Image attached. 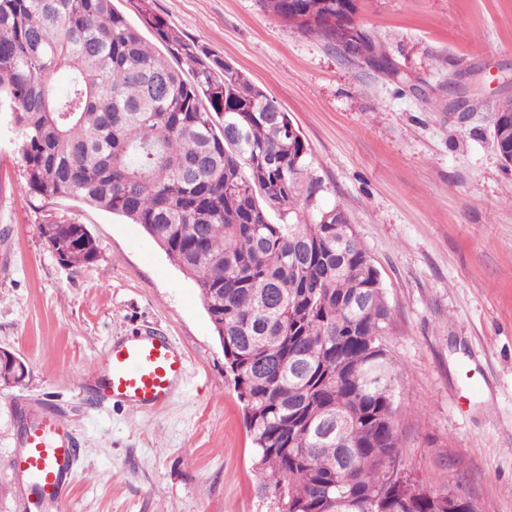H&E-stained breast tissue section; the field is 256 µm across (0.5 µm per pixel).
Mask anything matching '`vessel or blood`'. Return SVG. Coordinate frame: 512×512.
Instances as JSON below:
<instances>
[{
  "instance_id": "b4317fda",
  "label": "vessel or blood",
  "mask_w": 512,
  "mask_h": 512,
  "mask_svg": "<svg viewBox=\"0 0 512 512\" xmlns=\"http://www.w3.org/2000/svg\"><path fill=\"white\" fill-rule=\"evenodd\" d=\"M187 371V357L156 332L114 340L102 362L87 374L104 398L143 410L167 407ZM22 425L11 468L31 490L40 512H62L73 480L75 440L55 413L21 412Z\"/></svg>"
}]
</instances>
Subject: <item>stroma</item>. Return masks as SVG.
<instances>
[{
    "mask_svg": "<svg viewBox=\"0 0 512 512\" xmlns=\"http://www.w3.org/2000/svg\"><path fill=\"white\" fill-rule=\"evenodd\" d=\"M396 82L301 34L259 0H153L287 111L320 203L343 208L391 310L400 460L478 512H512V164L491 135L512 101V0H358ZM0 112V350L27 366L0 386V512H20L15 400L50 406L78 440L70 512H275L252 463L224 350L193 281L141 226L28 190ZM85 225L93 265H62L47 217ZM164 331L189 358L181 395L144 413L84 375L113 337Z\"/></svg>",
    "mask_w": 512,
    "mask_h": 512,
    "instance_id": "35a3bbf8",
    "label": "stroma"
}]
</instances>
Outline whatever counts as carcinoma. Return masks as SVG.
Returning <instances> with one entry per match:
<instances>
[{"label": "carcinoma", "instance_id": "1", "mask_svg": "<svg viewBox=\"0 0 512 512\" xmlns=\"http://www.w3.org/2000/svg\"><path fill=\"white\" fill-rule=\"evenodd\" d=\"M326 39L356 0H261ZM153 51L112 0H0V111L21 135L27 188L139 224L195 282L218 335L276 512H438L407 476L395 432L398 370L381 343L391 310L334 204H319L308 146L287 112L223 57L140 0ZM69 71L66 94L50 75ZM498 141L512 156V103ZM278 213L281 223L270 221ZM51 225L65 265L99 253Z\"/></svg>", "mask_w": 512, "mask_h": 512}]
</instances>
